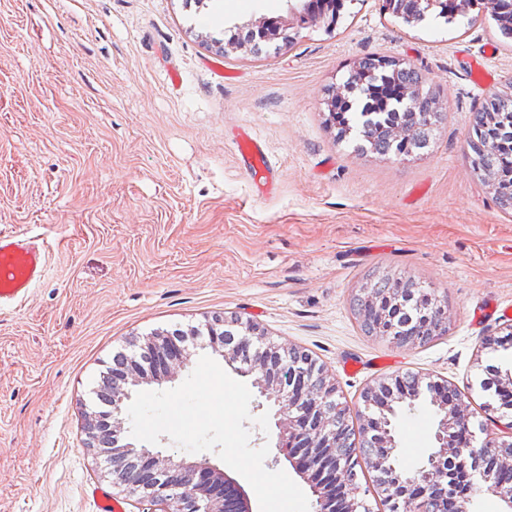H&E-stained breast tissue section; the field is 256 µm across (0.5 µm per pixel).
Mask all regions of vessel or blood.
<instances>
[{"label": "vessel or blood", "instance_id": "1", "mask_svg": "<svg viewBox=\"0 0 512 512\" xmlns=\"http://www.w3.org/2000/svg\"><path fill=\"white\" fill-rule=\"evenodd\" d=\"M255 178L267 169L266 154L260 143L246 139L241 143ZM47 248L34 238L0 234V308L22 302L32 286L40 281Z\"/></svg>", "mask_w": 512, "mask_h": 512}]
</instances>
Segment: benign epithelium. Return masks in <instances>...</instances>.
<instances>
[{
    "instance_id": "obj_1",
    "label": "benign epithelium",
    "mask_w": 512,
    "mask_h": 512,
    "mask_svg": "<svg viewBox=\"0 0 512 512\" xmlns=\"http://www.w3.org/2000/svg\"><path fill=\"white\" fill-rule=\"evenodd\" d=\"M237 325L242 336L238 342L229 343L224 340V317L206 320L203 326L211 336L208 346L235 366L239 375L253 377L254 387L276 408L277 447L311 483L314 512H360L363 503L355 498L358 474L336 458L335 424L324 412L325 405L336 399L335 381L310 356L287 365L288 346L267 340L258 325L241 320ZM141 349L154 364L155 381L173 377L175 369L187 361L179 337L167 330L147 337ZM143 380V374L134 371L113 382L112 410L103 413L105 428L97 427V414L86 413L87 445L95 450L96 463H101V448L111 447L112 484L137 498L139 512H252L241 485L206 457L175 463L154 448L138 449L130 443L109 445L110 435L125 432L122 406L130 398L131 387ZM402 382L403 376L391 375L378 378L363 389V404L374 412L364 418L362 427L368 432L377 430L382 447L386 448L370 461L383 500L393 512H428L422 496L429 492L436 497L447 496L448 470L444 463L456 452L460 430L469 426L468 396L456 394L436 380L426 383L438 416L436 446L419 468L420 478L416 482L420 496L410 497L392 481L399 468L392 455L396 441L389 415L393 404L406 400L399 391ZM504 429L508 438L497 437L488 441L487 449L473 452L472 475L501 501L503 512H512V482L500 479L501 469L512 466V454L503 452L512 447V421Z\"/></svg>"
}]
</instances>
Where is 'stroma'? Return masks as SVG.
<instances>
[{"label": "stroma", "instance_id": "35a3bbf8", "mask_svg": "<svg viewBox=\"0 0 512 512\" xmlns=\"http://www.w3.org/2000/svg\"><path fill=\"white\" fill-rule=\"evenodd\" d=\"M288 13L287 0H0V234L49 244L22 304L0 309V512H119L135 498L98 475L84 404L113 356L216 313L301 347L363 411L371 380L414 372L469 397L486 425L484 348L512 320V216L474 176L473 115L512 89L495 22L408 26L382 0H347L335 30L300 29L279 52L219 53L211 38ZM407 59L448 113L431 147L398 161L353 153L325 124L327 90L361 58ZM270 161L259 193L238 151ZM448 300L447 336L397 346L363 335L349 297L374 268ZM393 423L399 466L431 452L427 398Z\"/></svg>", "mask_w": 512, "mask_h": 512}]
</instances>
